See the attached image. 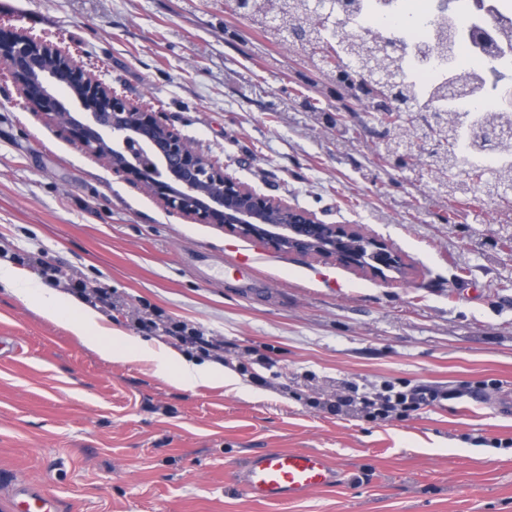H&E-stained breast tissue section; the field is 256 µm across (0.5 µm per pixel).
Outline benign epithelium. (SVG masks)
Here are the masks:
<instances>
[{
	"instance_id": "7a95c632",
	"label": "benign epithelium",
	"mask_w": 512,
	"mask_h": 512,
	"mask_svg": "<svg viewBox=\"0 0 512 512\" xmlns=\"http://www.w3.org/2000/svg\"><path fill=\"white\" fill-rule=\"evenodd\" d=\"M0 63L26 107L112 171L159 200L168 212L218 224L238 236L302 257L330 258L382 281L405 275L402 256L380 237L266 195L195 149L161 112L103 85L72 56L0 27ZM72 99L79 111L66 106Z\"/></svg>"
}]
</instances>
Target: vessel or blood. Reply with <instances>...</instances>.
<instances>
[{"mask_svg": "<svg viewBox=\"0 0 512 512\" xmlns=\"http://www.w3.org/2000/svg\"><path fill=\"white\" fill-rule=\"evenodd\" d=\"M258 262L254 255L236 253L234 266L243 289H252ZM340 477L321 453L311 450H267L250 457L237 474L242 491L256 501L299 500L337 484ZM7 508L9 512H56L57 504L42 489L25 485L14 491Z\"/></svg>", "mask_w": 512, "mask_h": 512, "instance_id": "obj_1", "label": "vessel or blood"}]
</instances>
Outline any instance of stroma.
I'll use <instances>...</instances> for the list:
<instances>
[{"label": "stroma", "instance_id": "obj_1", "mask_svg": "<svg viewBox=\"0 0 512 512\" xmlns=\"http://www.w3.org/2000/svg\"><path fill=\"white\" fill-rule=\"evenodd\" d=\"M0 26L52 41L196 149L264 193L355 224L403 257L381 281L331 260L169 214L27 110L0 66V263L76 297L105 288L100 324L172 346L138 317L224 343L236 386L191 390L148 360H109L0 285V512L16 484L62 512H512V224L383 165L363 110L336 117L332 83L224 0H0ZM259 247L263 293L224 268ZM269 369H262V362ZM453 390L408 420L330 411L351 390ZM310 449L340 482L306 499L248 498L253 454Z\"/></svg>", "mask_w": 512, "mask_h": 512}]
</instances>
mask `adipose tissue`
<instances>
[{"label":"adipose tissue","mask_w":512,"mask_h":512,"mask_svg":"<svg viewBox=\"0 0 512 512\" xmlns=\"http://www.w3.org/2000/svg\"><path fill=\"white\" fill-rule=\"evenodd\" d=\"M17 288V295L38 313L51 316L54 321L65 322L76 336L90 349L103 357L122 360L139 357L155 362L156 371L163 376H174L185 389L194 388L213 380H223V372L216 367L200 365L186 360L172 349H155L146 344L134 343L120 332L104 333L98 314L75 299L37 288L32 282L22 281L15 270L0 266V283Z\"/></svg>","instance_id":"1"}]
</instances>
